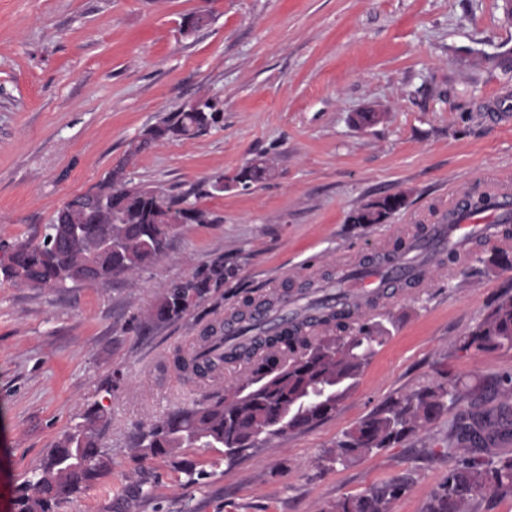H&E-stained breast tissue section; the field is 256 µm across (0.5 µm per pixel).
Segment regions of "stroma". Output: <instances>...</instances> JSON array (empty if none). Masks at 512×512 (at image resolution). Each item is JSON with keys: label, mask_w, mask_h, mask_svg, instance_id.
<instances>
[{"label": "stroma", "mask_w": 512, "mask_h": 512, "mask_svg": "<svg viewBox=\"0 0 512 512\" xmlns=\"http://www.w3.org/2000/svg\"><path fill=\"white\" fill-rule=\"evenodd\" d=\"M208 26L189 40L182 19ZM214 99L220 121L158 142L129 171L208 210L139 274L40 291L0 283V512L25 476L102 400L112 471L58 512H333L391 479L409 489L388 512H423L448 469L447 417L406 442L345 465L342 434L444 365L462 387L512 368V350L462 354L456 342L505 295L512 267L474 240L408 290L387 288L371 313L384 343L332 416L227 459L184 448L201 475L132 442L211 393L174 363L209 315L145 332L142 314L173 280L214 255L235 270L221 316L244 298L315 289L342 267L399 251L447 212L458 186H512V17L505 0H0V246L36 237L161 116ZM360 112L379 113L361 126ZM253 159L273 168L250 189L207 195ZM398 196L381 224L350 218ZM123 378L103 387L114 370Z\"/></svg>", "instance_id": "1"}]
</instances>
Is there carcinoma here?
Wrapping results in <instances>:
<instances>
[{"label": "carcinoma", "instance_id": "obj_1", "mask_svg": "<svg viewBox=\"0 0 512 512\" xmlns=\"http://www.w3.org/2000/svg\"><path fill=\"white\" fill-rule=\"evenodd\" d=\"M214 106L191 107L160 118L144 132L147 140L129 142L123 165L147 150L148 140L173 132L178 139L193 138L217 122ZM271 167L263 160L240 169L233 181L245 188L264 180ZM100 197L86 194L59 208L44 225L39 241H19L0 260V278L17 287L57 290L80 281L87 270L95 283L133 275L161 261L169 251L179 225L211 222L210 212L186 203V197L157 194L159 187L132 179L119 181L107 172L94 186ZM92 207V223L71 226L68 210L78 201ZM117 201L120 219L112 218ZM390 198L367 204L350 221L381 224L390 213ZM224 268L220 254L189 276L163 288L141 320L144 330L180 321L205 305L218 314L224 301ZM207 346L177 357L191 379H205L224 369V359L256 356L262 365L238 387L216 391L187 407H180L141 433L133 451L142 457L169 456L189 479L195 472L177 459L181 448H224L233 458L271 437L288 433L281 428L288 418L292 428L306 426L336 412L354 387L357 377L383 342V327L365 313L354 323L335 312L307 316L291 328L253 345L212 358L210 352L224 344V321L207 326ZM512 349V296L502 298L463 337L456 351ZM437 379L392 399L361 420L336 442L328 456L343 464L362 454L393 448L448 409L462 408L448 430V457L452 462L425 506L424 512H470L477 499L512 496V455L501 447L512 442V369L496 378L493 388L462 390L447 368L436 369ZM107 419L97 401L86 404L81 421L48 449L41 464L19 488L16 512H57L59 504L92 487L112 470V456L101 444V426ZM408 485L390 480L364 493L338 502L334 512H388L390 502Z\"/></svg>", "mask_w": 512, "mask_h": 512}]
</instances>
